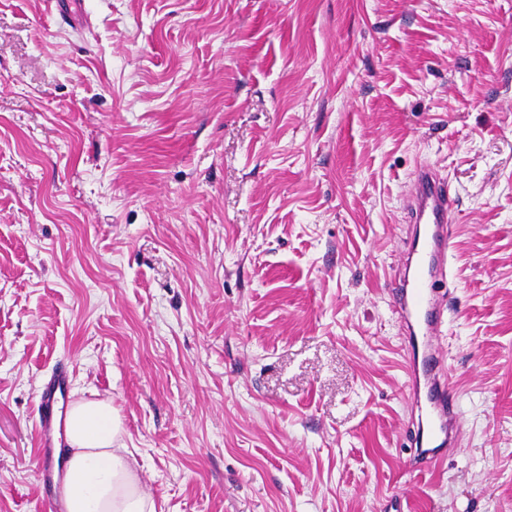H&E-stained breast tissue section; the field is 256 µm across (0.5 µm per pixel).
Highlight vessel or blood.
Instances as JSON below:
<instances>
[{
    "instance_id": "b4317fda",
    "label": "vessel or blood",
    "mask_w": 512,
    "mask_h": 512,
    "mask_svg": "<svg viewBox=\"0 0 512 512\" xmlns=\"http://www.w3.org/2000/svg\"><path fill=\"white\" fill-rule=\"evenodd\" d=\"M405 201L406 221L413 224L414 234L391 281L394 309L404 337L411 404L418 412L410 465L422 471L435 467L447 449L454 447L459 422L452 374L436 355L433 343L443 316L435 287L451 277L448 258L454 202L447 179L429 164L414 171ZM72 379L69 369L55 368L43 385L40 399L39 431L46 459L39 477L56 512L63 508V473L53 464L55 453L62 447L56 437L62 422L58 401L69 393Z\"/></svg>"
}]
</instances>
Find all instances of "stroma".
Masks as SVG:
<instances>
[{
    "label": "stroma",
    "mask_w": 512,
    "mask_h": 512,
    "mask_svg": "<svg viewBox=\"0 0 512 512\" xmlns=\"http://www.w3.org/2000/svg\"><path fill=\"white\" fill-rule=\"evenodd\" d=\"M0 0V512L40 387L111 400L157 512H512V0ZM456 193L415 422L385 274L415 165Z\"/></svg>",
    "instance_id": "1"
}]
</instances>
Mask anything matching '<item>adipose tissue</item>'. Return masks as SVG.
I'll use <instances>...</instances> for the list:
<instances>
[{"label":"adipose tissue","instance_id":"obj_1","mask_svg":"<svg viewBox=\"0 0 512 512\" xmlns=\"http://www.w3.org/2000/svg\"><path fill=\"white\" fill-rule=\"evenodd\" d=\"M121 427L111 401L74 403L65 418L72 447L65 497L68 512H155L117 441Z\"/></svg>","mask_w":512,"mask_h":512}]
</instances>
